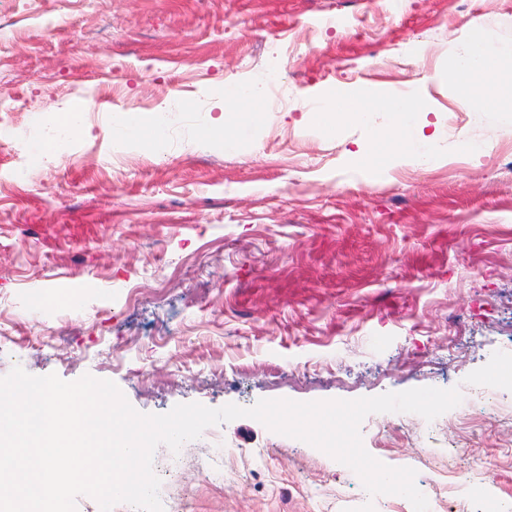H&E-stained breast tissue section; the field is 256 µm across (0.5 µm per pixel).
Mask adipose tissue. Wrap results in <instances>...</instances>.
I'll return each instance as SVG.
<instances>
[{
	"label": "adipose tissue",
	"instance_id": "ef3b65f1",
	"mask_svg": "<svg viewBox=\"0 0 512 512\" xmlns=\"http://www.w3.org/2000/svg\"><path fill=\"white\" fill-rule=\"evenodd\" d=\"M491 36L490 27L475 26L468 40L455 47L448 58V76L457 93L472 100L481 112L499 111L501 105L496 97L478 94V87L494 82L501 61L512 60L511 44H503L496 52L489 50ZM261 88L257 80L227 81L217 88L215 95L224 106L221 143L225 152L248 155L254 151L253 130L259 119L256 105ZM426 111L427 103L421 96L359 86L328 93L305 120L327 133L336 132L344 121L368 127L373 150L363 155V163L372 165L384 156L427 162L437 154V137L424 132L422 116ZM380 114L386 117V125L376 124Z\"/></svg>",
	"mask_w": 512,
	"mask_h": 512
}]
</instances>
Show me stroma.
Wrapping results in <instances>:
<instances>
[{"instance_id":"stroma-1","label":"stroma","mask_w":512,"mask_h":512,"mask_svg":"<svg viewBox=\"0 0 512 512\" xmlns=\"http://www.w3.org/2000/svg\"><path fill=\"white\" fill-rule=\"evenodd\" d=\"M0 19L21 101L0 115L20 130L0 140V377L89 374L144 414L456 386L431 421L368 415L363 444L416 470L429 512H512V116L446 73L478 21L512 40V0H0ZM269 72L254 152L224 153L216 87ZM354 85L423 95L438 158L367 166L363 126L305 122ZM78 100L82 127L13 177ZM128 111L162 142L118 139ZM153 469L164 512H413L247 417L158 446Z\"/></svg>"}]
</instances>
